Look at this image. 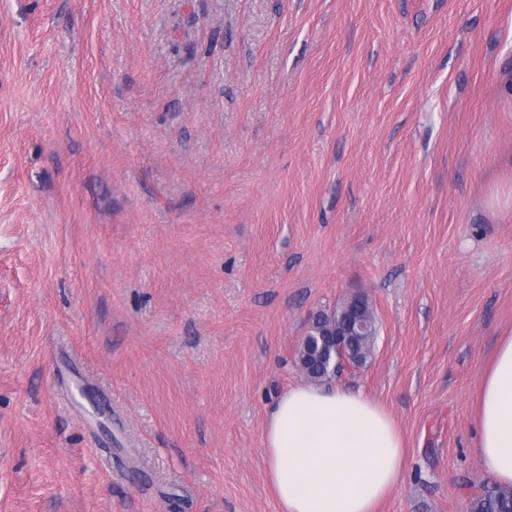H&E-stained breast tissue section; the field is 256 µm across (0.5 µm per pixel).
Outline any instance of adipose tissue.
I'll return each instance as SVG.
<instances>
[{"instance_id": "ef3b65f1", "label": "adipose tissue", "mask_w": 512, "mask_h": 512, "mask_svg": "<svg viewBox=\"0 0 512 512\" xmlns=\"http://www.w3.org/2000/svg\"><path fill=\"white\" fill-rule=\"evenodd\" d=\"M476 455L512 486V336L502 338L480 388ZM280 512H377L405 473L393 417L363 393L300 382L281 394L263 435Z\"/></svg>"}]
</instances>
